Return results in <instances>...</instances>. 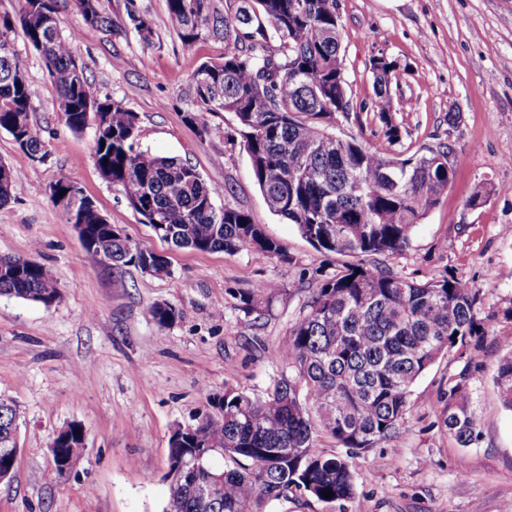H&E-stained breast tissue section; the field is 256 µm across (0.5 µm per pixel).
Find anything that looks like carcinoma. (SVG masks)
Wrapping results in <instances>:
<instances>
[{"mask_svg":"<svg viewBox=\"0 0 512 512\" xmlns=\"http://www.w3.org/2000/svg\"><path fill=\"white\" fill-rule=\"evenodd\" d=\"M57 0H22L25 36L40 53L57 93L59 111L74 131L87 127V108L107 113L94 138L95 163L122 188L132 209L156 236L200 252H234L250 245L284 256L241 210L215 206L221 190L188 163L140 149L138 116L120 103L100 99L76 68L75 35H64ZM85 25L118 31L99 0H75ZM169 26L190 47L203 40L224 43L218 61L193 73L185 92V119L203 112L234 115L255 180L269 210L297 227L316 249L358 259L313 289L306 311L281 348L288 373L263 398L228 387L206 397L194 423L177 429L169 468L185 462L213 496H196L185 484L168 483L165 512H267L274 500L300 492L320 502L353 498L355 482L346 458L316 446L324 434L349 450L365 451L400 433L413 387L445 352L455 348L463 368L448 378L443 426L461 448L480 438L472 379L481 368L471 356L486 336L472 289L462 280L418 283L365 258L395 254L410 243L415 227L434 208L453 179L446 145L402 158L333 132L335 115L350 110L343 79L337 0H166ZM127 17L145 43L151 21L129 0ZM9 17L0 18V130L36 156L41 142L31 124L37 88L12 51ZM375 97L371 109L392 111V61L372 59ZM10 169L0 179V206L20 186ZM90 249L115 267L169 274L167 258L131 243L98 214L80 204ZM281 289L261 284L239 293V308L255 320L272 309ZM0 295L53 303L58 288L39 263L8 262ZM161 326L178 318L157 304ZM504 352L495 384L512 411V336H499ZM16 404L0 397V448L17 428ZM204 453L203 460L195 454ZM218 456L223 464L214 467ZM332 496L325 499L323 492Z\"/></svg>","mask_w":512,"mask_h":512,"instance_id":"obj_1","label":"carcinoma"}]
</instances>
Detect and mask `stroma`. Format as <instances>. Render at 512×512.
I'll list each match as a JSON object with an SVG mask.
<instances>
[{
	"mask_svg": "<svg viewBox=\"0 0 512 512\" xmlns=\"http://www.w3.org/2000/svg\"><path fill=\"white\" fill-rule=\"evenodd\" d=\"M131 0H100L123 23L117 34L85 29L73 0H57L64 32H78L74 50L98 96L139 118L141 149L195 166L222 193L216 206L247 213L282 243L279 258L243 247L233 253L178 249L160 241L108 183L94 159V132L71 130L39 53L22 29L11 45L40 95L31 120L44 160L0 131V161L22 185L0 207V257L41 264L56 282L51 305L0 295V396L15 401L19 454L10 482L0 484V512H163L169 438L191 423L211 393L233 387L266 396L288 369L278 352L313 290L351 264L316 250L294 225L274 215L256 183L241 138L227 140L231 113L184 118V90L224 45L184 47L170 29L166 0H132L153 21L152 45L127 24ZM344 78L351 108L337 113L338 136L404 157L440 145L451 149L448 192L419 224L404 251L384 256L400 276L428 282L452 276L468 283L486 316L488 338L472 384L482 440L462 448L444 430L441 396L464 365L450 351L417 380L399 435L348 457L355 495L328 504L304 495L273 501L268 512H503L512 503V412L494 384L502 350L496 336L512 332V0H337ZM394 61L393 124L369 108L371 61ZM457 113L449 121V113ZM67 177L123 236L167 254L170 272L153 276L128 265L114 269L82 245L50 189ZM488 196L468 200L477 189ZM275 282L281 294L269 315L253 320L237 294ZM167 303L179 313L167 326L150 314ZM71 423L85 430V448L63 474L51 445Z\"/></svg>",
	"mask_w": 512,
	"mask_h": 512,
	"instance_id": "obj_1",
	"label": "stroma"
}]
</instances>
